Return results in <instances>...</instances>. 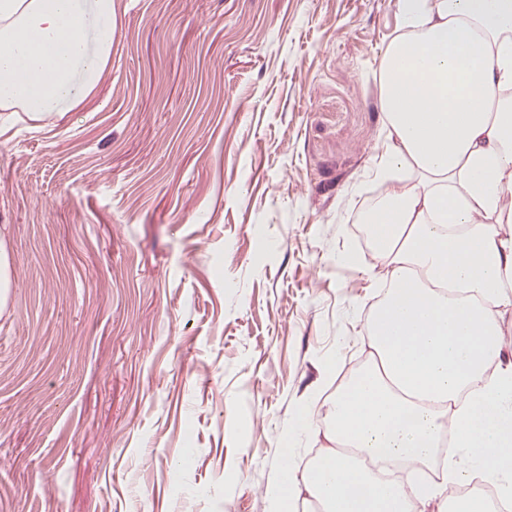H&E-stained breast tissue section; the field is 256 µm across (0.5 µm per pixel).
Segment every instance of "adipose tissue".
<instances>
[{"label":"adipose tissue","instance_id":"1","mask_svg":"<svg viewBox=\"0 0 512 512\" xmlns=\"http://www.w3.org/2000/svg\"><path fill=\"white\" fill-rule=\"evenodd\" d=\"M113 0H0V110L54 129L112 58ZM380 62L388 144L365 210L382 300L372 360L298 425L330 443L284 466L271 512H490L470 477L512 499V0H398ZM440 464L432 484L381 477Z\"/></svg>","mask_w":512,"mask_h":512}]
</instances>
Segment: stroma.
<instances>
[{"label": "stroma", "instance_id": "35a3bbf8", "mask_svg": "<svg viewBox=\"0 0 512 512\" xmlns=\"http://www.w3.org/2000/svg\"><path fill=\"white\" fill-rule=\"evenodd\" d=\"M397 0H113L96 99L0 133V512H270L370 359L354 231ZM358 251L351 266L344 253Z\"/></svg>", "mask_w": 512, "mask_h": 512}]
</instances>
